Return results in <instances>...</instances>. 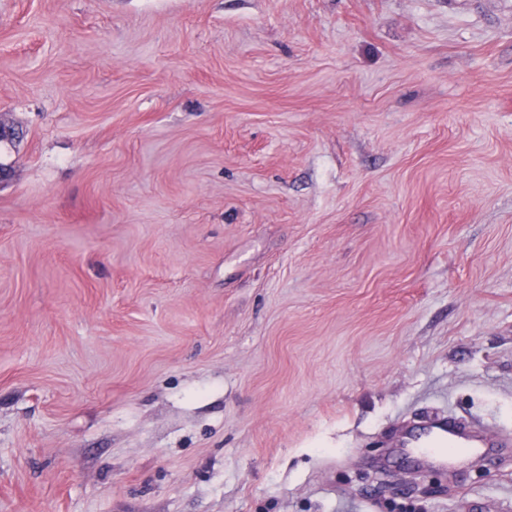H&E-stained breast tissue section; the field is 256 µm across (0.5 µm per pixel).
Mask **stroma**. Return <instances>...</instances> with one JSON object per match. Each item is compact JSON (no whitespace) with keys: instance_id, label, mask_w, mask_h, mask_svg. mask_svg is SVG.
<instances>
[{"instance_id":"obj_1","label":"stroma","mask_w":512,"mask_h":512,"mask_svg":"<svg viewBox=\"0 0 512 512\" xmlns=\"http://www.w3.org/2000/svg\"><path fill=\"white\" fill-rule=\"evenodd\" d=\"M0 512H512V0H0ZM496 443L512 444V433L499 432L488 437L467 431L461 424L448 419L447 424L430 422L406 434L398 448H407L411 453L432 461L450 464L455 448L478 452L480 448H489Z\"/></svg>"}]
</instances>
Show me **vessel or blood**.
I'll return each mask as SVG.
<instances>
[{"label": "vessel or blood", "mask_w": 512, "mask_h": 512, "mask_svg": "<svg viewBox=\"0 0 512 512\" xmlns=\"http://www.w3.org/2000/svg\"><path fill=\"white\" fill-rule=\"evenodd\" d=\"M497 443L512 444V433L500 432L486 436L467 431L461 424L430 422L416 431L406 434L400 441L401 447L411 453L448 464L452 461L454 449L464 448L472 452Z\"/></svg>", "instance_id": "obj_1"}]
</instances>
